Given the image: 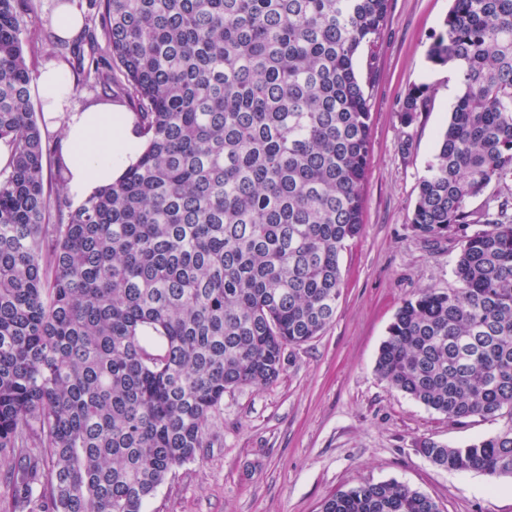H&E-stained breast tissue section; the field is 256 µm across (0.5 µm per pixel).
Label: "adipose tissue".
<instances>
[{
	"label": "adipose tissue",
	"instance_id": "1",
	"mask_svg": "<svg viewBox=\"0 0 512 512\" xmlns=\"http://www.w3.org/2000/svg\"><path fill=\"white\" fill-rule=\"evenodd\" d=\"M36 92L47 118L60 133L67 167L65 187L74 200L87 199L112 184L138 161L144 143L130 113L73 107L74 86L65 72L52 65L40 69Z\"/></svg>",
	"mask_w": 512,
	"mask_h": 512
}]
</instances>
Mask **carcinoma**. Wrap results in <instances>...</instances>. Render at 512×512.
<instances>
[{
  "instance_id": "1",
  "label": "carcinoma",
  "mask_w": 512,
  "mask_h": 512,
  "mask_svg": "<svg viewBox=\"0 0 512 512\" xmlns=\"http://www.w3.org/2000/svg\"><path fill=\"white\" fill-rule=\"evenodd\" d=\"M67 59L134 113L138 162L76 208L45 173L22 39L35 0H0V512H143L211 446L224 392L263 386L319 336L363 231L370 103L357 54L389 0H94ZM428 58L461 93L411 224L459 239L458 287L404 300L376 359L452 422L512 418V218L468 209L512 180V0H452ZM427 87L398 117L412 126ZM449 471L512 477V424ZM320 512H440L394 481Z\"/></svg>"
}]
</instances>
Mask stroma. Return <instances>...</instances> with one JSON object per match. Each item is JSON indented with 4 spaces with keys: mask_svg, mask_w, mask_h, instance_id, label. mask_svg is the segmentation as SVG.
<instances>
[{
    "mask_svg": "<svg viewBox=\"0 0 512 512\" xmlns=\"http://www.w3.org/2000/svg\"><path fill=\"white\" fill-rule=\"evenodd\" d=\"M451 6L452 0H390L376 48L359 51L360 70L372 73V161L364 231L340 257L345 290L333 322L286 350L273 384L225 391L210 421L211 447L170 475L144 512H320L336 491L391 479L429 495L441 512H512V478L451 472L420 451L426 439L464 446L492 436L504 419L452 423L375 371L401 301L457 285V240H425L410 223L459 93L455 65L427 58ZM420 85L429 88L430 107L402 127L400 104Z\"/></svg>",
    "mask_w": 512,
    "mask_h": 512,
    "instance_id": "stroma-1",
    "label": "stroma"
}]
</instances>
